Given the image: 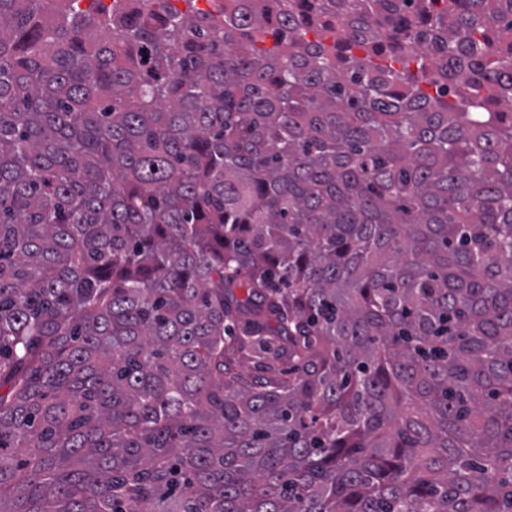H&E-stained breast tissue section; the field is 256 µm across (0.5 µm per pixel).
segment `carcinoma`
I'll return each mask as SVG.
<instances>
[{"mask_svg": "<svg viewBox=\"0 0 512 512\" xmlns=\"http://www.w3.org/2000/svg\"><path fill=\"white\" fill-rule=\"evenodd\" d=\"M48 2L0 0V512H512V0Z\"/></svg>", "mask_w": 512, "mask_h": 512, "instance_id": "cac0c4a2", "label": "carcinoma"}]
</instances>
